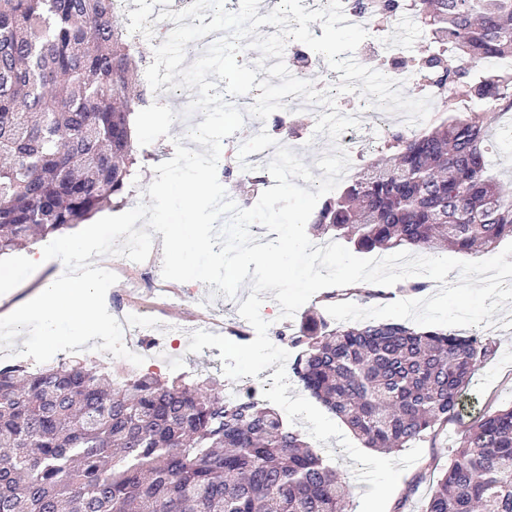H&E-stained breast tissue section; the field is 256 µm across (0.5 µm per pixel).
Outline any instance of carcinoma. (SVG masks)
Instances as JSON below:
<instances>
[{"instance_id": "cac0c4a2", "label": "carcinoma", "mask_w": 512, "mask_h": 512, "mask_svg": "<svg viewBox=\"0 0 512 512\" xmlns=\"http://www.w3.org/2000/svg\"><path fill=\"white\" fill-rule=\"evenodd\" d=\"M113 0H0V256L125 203L147 153L133 119L147 103ZM429 34L418 65L448 73L443 117L392 131V153L318 206L311 230L358 251L445 243L490 252L512 238V188L487 173L512 129V0H410ZM384 296L357 283L323 296ZM291 370L367 448L400 450L460 416L492 353L476 335L404 323L336 325L307 315ZM348 489L281 414L229 400L224 385L131 377L61 359L0 368V512H345ZM426 512H512V405L463 431Z\"/></svg>"}]
</instances>
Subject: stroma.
I'll list each match as a JSON object with an SVG mask.
<instances>
[{
    "instance_id": "obj_1",
    "label": "stroma",
    "mask_w": 512,
    "mask_h": 512,
    "mask_svg": "<svg viewBox=\"0 0 512 512\" xmlns=\"http://www.w3.org/2000/svg\"><path fill=\"white\" fill-rule=\"evenodd\" d=\"M316 116L311 112H297L287 118L288 124L298 129V137L287 140V147L297 150L305 164L315 163L322 154L334 150L335 145L327 136L315 135ZM180 126L170 128V134L160 137L149 144V160L137 169L126 189L129 206H136L154 180V168L157 164L173 157L174 141L182 137ZM43 242H35L14 251L11 255L0 258V290L13 289L14 301H21L34 292L42 280L50 274L59 275L64 267L59 260H50L42 268L28 266V254L42 250ZM209 285L194 283L190 301L172 307L168 314L157 317L156 332L166 335L169 317H178L187 323H194L197 316L206 310L223 311L225 319H239L237 300L249 296V287H242L237 299L211 297ZM500 324L478 326L476 334L492 340L496 345L494 356L481 364L473 375L469 385L463 392L465 409L461 416L437 429L434 434L421 441V457L401 475L397 488L390 498L387 508L389 512H425L426 505L435 490L439 478L447 470L456 441L471 421L487 410H495L512 404V306L499 314ZM188 337H179L174 349L165 363L153 364L149 357L152 350L148 344H140L139 350L145 361L138 366L141 375H160L174 377L181 374H209L224 380V394L234 397L239 386L238 381L224 379L223 365L219 357L220 351L215 347L204 348L202 352L192 353L188 350ZM317 449L336 468L342 478L348 482L350 493L346 500V512H360V497L369 489L368 483L358 481L354 468L356 463L339 445L337 438H329L328 442L318 444Z\"/></svg>"
}]
</instances>
